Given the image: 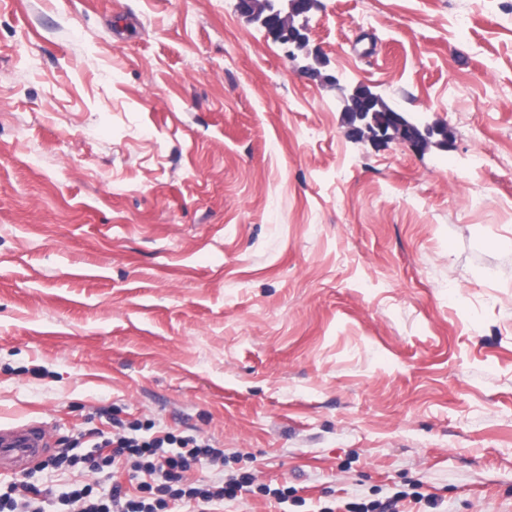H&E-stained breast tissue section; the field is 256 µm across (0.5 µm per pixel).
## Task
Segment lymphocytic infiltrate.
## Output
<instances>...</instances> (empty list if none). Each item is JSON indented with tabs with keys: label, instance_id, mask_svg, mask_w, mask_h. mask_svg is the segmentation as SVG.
Listing matches in <instances>:
<instances>
[{
	"label": "lymphocytic infiltrate",
	"instance_id": "obj_1",
	"mask_svg": "<svg viewBox=\"0 0 512 512\" xmlns=\"http://www.w3.org/2000/svg\"><path fill=\"white\" fill-rule=\"evenodd\" d=\"M96 453L79 457L58 452L45 464L51 469L81 468L84 477L61 494L65 512H170V504L186 507L187 512H211L213 505L235 499L242 489L269 494V487L257 483L253 473L244 472L207 487L187 485L186 474L194 467L215 465L224 459V451L200 435L180 436L172 432L146 434L138 422L113 421L111 432L92 429ZM130 465L139 483L129 493L114 481L119 465ZM112 481L102 488V478ZM278 499L288 497L287 490L274 491Z\"/></svg>",
	"mask_w": 512,
	"mask_h": 512
}]
</instances>
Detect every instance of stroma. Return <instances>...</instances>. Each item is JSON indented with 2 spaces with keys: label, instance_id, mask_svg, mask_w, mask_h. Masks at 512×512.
Instances as JSON below:
<instances>
[{
  "label": "stroma",
  "instance_id": "35a3bbf8",
  "mask_svg": "<svg viewBox=\"0 0 512 512\" xmlns=\"http://www.w3.org/2000/svg\"><path fill=\"white\" fill-rule=\"evenodd\" d=\"M0 0V424L224 450L223 512H512V0ZM368 86L448 148L346 134ZM318 0H238L241 13L260 23L275 40L306 48L310 12Z\"/></svg>",
  "mask_w": 512,
  "mask_h": 512
}]
</instances>
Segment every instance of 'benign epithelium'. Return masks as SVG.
Listing matches in <instances>:
<instances>
[{
	"label": "benign epithelium",
	"instance_id": "obj_1",
	"mask_svg": "<svg viewBox=\"0 0 512 512\" xmlns=\"http://www.w3.org/2000/svg\"><path fill=\"white\" fill-rule=\"evenodd\" d=\"M318 0H238L241 13L260 23L276 40L306 48L310 12ZM348 133L356 140L386 139L409 143L422 152L448 149V130L429 124L415 112H401L365 86L345 98Z\"/></svg>",
	"mask_w": 512,
	"mask_h": 512
}]
</instances>
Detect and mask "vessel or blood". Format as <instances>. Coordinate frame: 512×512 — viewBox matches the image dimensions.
Listing matches in <instances>:
<instances>
[{"label": "vessel or blood", "instance_id": "obj_1", "mask_svg": "<svg viewBox=\"0 0 512 512\" xmlns=\"http://www.w3.org/2000/svg\"><path fill=\"white\" fill-rule=\"evenodd\" d=\"M53 447L49 427L38 421L0 424V477H16L34 468Z\"/></svg>", "mask_w": 512, "mask_h": 512}]
</instances>
